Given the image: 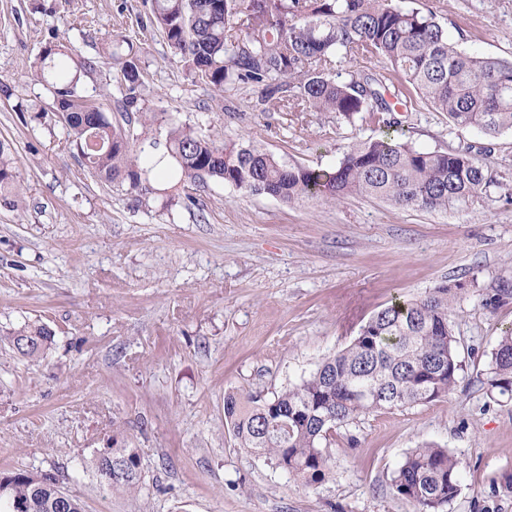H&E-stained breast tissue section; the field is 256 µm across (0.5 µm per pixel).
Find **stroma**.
Returning a JSON list of instances; mask_svg holds the SVG:
<instances>
[{"label": "stroma", "instance_id": "1", "mask_svg": "<svg viewBox=\"0 0 512 512\" xmlns=\"http://www.w3.org/2000/svg\"><path fill=\"white\" fill-rule=\"evenodd\" d=\"M461 48L512 59V0H410ZM151 0H0V140L22 173L0 198V473L58 472L84 512H418L391 478L413 448L436 444L463 463L447 512H512V399L488 384L492 351L512 328V300L485 298L512 281V200L486 193L448 212L350 197L286 204L232 185L168 183L150 205L90 174L66 140L29 66L51 37L98 57L81 87L113 89L104 50L141 35L144 95L155 111L222 141L254 144L286 163L332 169L372 125L335 114L260 111L258 88L213 97L140 31ZM91 27L90 39L80 34ZM422 150L491 143L481 160L512 182V131L494 139L452 129L440 112L407 115ZM465 282L454 328L463 364L455 389L425 405L370 413L333 433V475L296 480L240 448L226 393L265 399L299 384L398 299ZM25 323L54 333L44 355L13 351ZM138 449V491L103 484L93 461Z\"/></svg>", "mask_w": 512, "mask_h": 512}]
</instances>
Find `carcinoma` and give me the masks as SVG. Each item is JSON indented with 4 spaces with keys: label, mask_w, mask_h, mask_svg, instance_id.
Wrapping results in <instances>:
<instances>
[{
    "label": "carcinoma",
    "mask_w": 512,
    "mask_h": 512,
    "mask_svg": "<svg viewBox=\"0 0 512 512\" xmlns=\"http://www.w3.org/2000/svg\"><path fill=\"white\" fill-rule=\"evenodd\" d=\"M150 25L173 59L217 95L252 84L261 88L257 104L264 107L286 103L297 112H334L348 122L366 114L378 134L352 144L333 170L287 165L251 144L218 142L172 113L161 139L159 113L141 92V48L131 39L113 41L114 91L98 105L79 94L97 60L76 61L63 43H47L31 69L51 95L50 111L64 119L88 169L139 201L154 197L155 171L163 166L181 182L211 179L286 203H336L358 195L443 213L493 185L506 186L478 158L490 147L420 150L395 115L398 104L410 111L405 98L415 94L446 114L450 127L475 128L488 137L512 130V60L461 49L431 10L405 0H151L142 27ZM348 57H380L387 73L357 69L344 78L335 66ZM21 183L11 145L0 140V194L19 191ZM466 292L463 283L445 284L383 308L316 372L271 399L225 395L224 419L240 447L315 483L331 471L320 444L337 427L362 414L447 397L462 371L452 315ZM51 340L44 325L25 324L8 336L25 358L40 357ZM489 385L512 397V328L493 349ZM94 464L99 474H120L109 484L114 490L131 492L141 483L135 448H105ZM460 478V460L429 444L406 455L392 486L419 512H444ZM16 502L28 505L27 512H84L56 475L34 469L0 476V512H13Z\"/></svg>",
    "instance_id": "carcinoma-1"
}]
</instances>
